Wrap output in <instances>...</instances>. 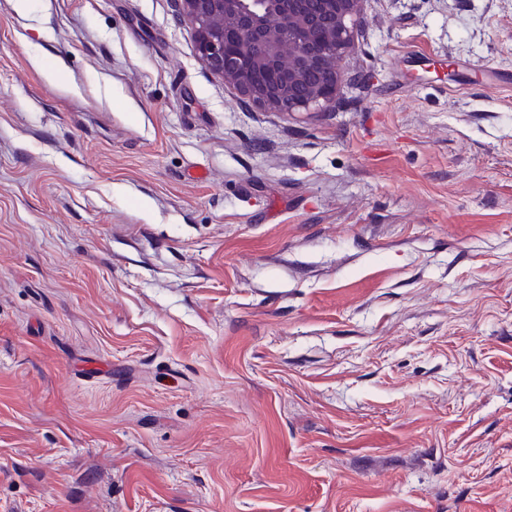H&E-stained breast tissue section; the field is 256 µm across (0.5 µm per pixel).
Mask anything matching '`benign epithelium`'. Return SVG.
<instances>
[{"label": "benign epithelium", "mask_w": 512, "mask_h": 512, "mask_svg": "<svg viewBox=\"0 0 512 512\" xmlns=\"http://www.w3.org/2000/svg\"><path fill=\"white\" fill-rule=\"evenodd\" d=\"M174 0L200 59L253 104L295 115L328 111L347 82L367 0ZM232 39L233 47L227 46ZM275 70L279 79L259 84Z\"/></svg>", "instance_id": "obj_1"}]
</instances>
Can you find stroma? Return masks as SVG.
<instances>
[{
	"mask_svg": "<svg viewBox=\"0 0 512 512\" xmlns=\"http://www.w3.org/2000/svg\"><path fill=\"white\" fill-rule=\"evenodd\" d=\"M335 108L173 0H0V512H512V0H368Z\"/></svg>",
	"mask_w": 512,
	"mask_h": 512,
	"instance_id": "obj_1",
	"label": "stroma"
}]
</instances>
